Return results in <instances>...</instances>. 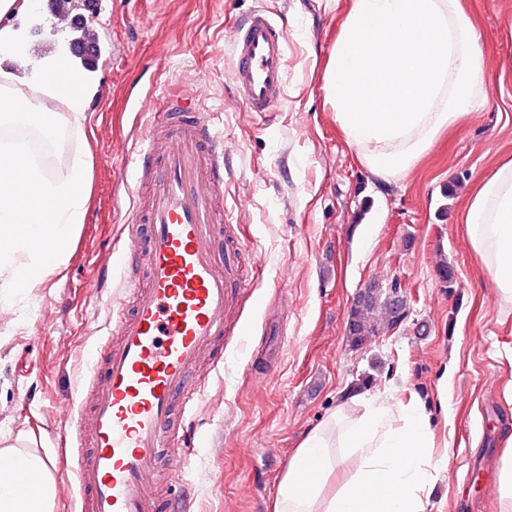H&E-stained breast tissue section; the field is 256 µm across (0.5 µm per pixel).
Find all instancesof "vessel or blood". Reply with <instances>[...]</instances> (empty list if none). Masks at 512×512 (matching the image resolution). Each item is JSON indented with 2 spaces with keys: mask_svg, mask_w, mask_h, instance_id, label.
Instances as JSON below:
<instances>
[{
  "mask_svg": "<svg viewBox=\"0 0 512 512\" xmlns=\"http://www.w3.org/2000/svg\"><path fill=\"white\" fill-rule=\"evenodd\" d=\"M232 81L248 111L283 98L286 38L265 11L233 26ZM224 137L199 99L170 89L153 103L130 157L123 263L112 293L119 343L89 361L72 397L73 435L63 460L78 480L81 512H193L187 484L158 496L161 453L175 423L196 418L205 389L193 372L225 333L241 283L231 253L215 248L236 217L224 207Z\"/></svg>",
  "mask_w": 512,
  "mask_h": 512,
  "instance_id": "vessel-or-blood-1",
  "label": "vessel or blood"
}]
</instances>
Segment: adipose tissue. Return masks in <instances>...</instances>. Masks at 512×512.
I'll return each instance as SVG.
<instances>
[{"instance_id": "obj_1", "label": "adipose tissue", "mask_w": 512, "mask_h": 512, "mask_svg": "<svg viewBox=\"0 0 512 512\" xmlns=\"http://www.w3.org/2000/svg\"><path fill=\"white\" fill-rule=\"evenodd\" d=\"M19 81L0 71V155L14 167L0 170V299L19 291L32 269L64 265L87 214L88 164L75 153L65 176L50 179L15 128L35 124L59 130L87 119L90 80L64 58L35 64ZM475 255L485 265L503 306L512 305V158L475 186L461 214ZM361 413L338 411L329 427L309 430L283 476L273 512H424L429 489L446 459L434 458L431 417L422 402L403 410L379 399L362 400ZM25 436L0 433V512H52L58 487L48 455ZM342 455H335L334 447ZM350 476L327 493L337 468Z\"/></svg>"}]
</instances>
